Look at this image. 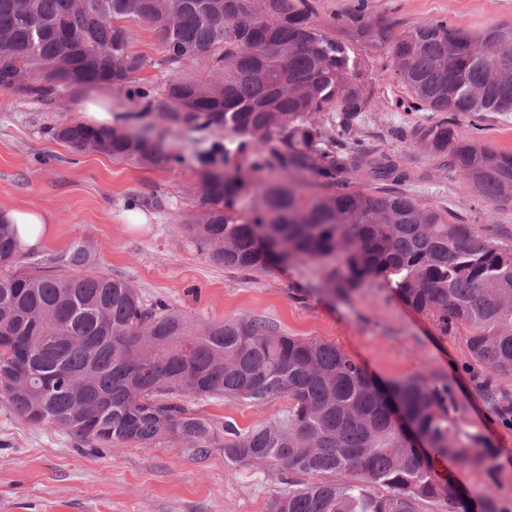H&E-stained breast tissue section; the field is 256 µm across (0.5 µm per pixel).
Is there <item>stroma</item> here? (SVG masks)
I'll list each match as a JSON object with an SVG mask.
<instances>
[{
  "label": "stroma",
  "instance_id": "obj_1",
  "mask_svg": "<svg viewBox=\"0 0 512 512\" xmlns=\"http://www.w3.org/2000/svg\"><path fill=\"white\" fill-rule=\"evenodd\" d=\"M371 16L399 33L444 18L481 32L512 25V0H370ZM130 50L145 66L131 83L116 87L57 88L39 97L0 89V211L36 208L49 214L52 235L42 259L71 244H94L97 269L130 279L148 302H162L206 323L247 316L290 336L336 345L380 379L419 376L452 384L459 421L499 448L498 479L512 500V428L501 424L484 397L482 368L473 364L462 335L441 334L432 319L414 312L374 285L347 303L326 294L316 271L304 264L264 274L225 268L199 252L183 231L199 208V175L192 155L198 133L171 125L146 109L142 85L161 96L169 75L150 26L130 23ZM385 52L369 57L374 89L371 110L356 130L360 143L396 156L417 174L413 193L423 202L491 226L512 243V204L490 205L461 189V175L395 129L423 120L400 106L405 93L392 79ZM102 97L122 128L181 153L182 166L164 169L77 155L52 136L53 127L82 119L80 106ZM288 407L286 397L265 402L211 400L214 422L246 429ZM278 467L234 466L222 452L200 457L185 448L79 443L68 434L25 422L0 394V512H272L283 485Z\"/></svg>",
  "mask_w": 512,
  "mask_h": 512
}]
</instances>
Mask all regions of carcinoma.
I'll list each match as a JSON object with an SVG mask.
<instances>
[{
  "label": "carcinoma",
  "mask_w": 512,
  "mask_h": 512,
  "mask_svg": "<svg viewBox=\"0 0 512 512\" xmlns=\"http://www.w3.org/2000/svg\"><path fill=\"white\" fill-rule=\"evenodd\" d=\"M128 20L148 24L172 72L203 58L209 78L177 76L151 107L174 124L224 133L197 150L202 209L184 224L200 250L264 274L310 264L328 295L348 302L378 285L444 335L461 331L502 423L512 398L493 376L512 373V245L427 204L392 156L355 142L370 111L367 54L384 50L412 112L435 118L402 134L462 173L488 204L512 203V151L455 131L512 114V27L474 34L444 19L397 35L369 0L326 23L308 0H0V87L46 96L58 86H124L143 68ZM36 75L42 86L17 80ZM325 118H320V115ZM54 137L78 154L171 167L155 141L81 123ZM362 172L356 183L351 171ZM0 219V390L26 422L98 446L214 450L239 465L272 463L285 488L273 512H512L502 501L498 449L458 420L448 382L383 381L333 344L288 336L249 317L195 325L148 305L129 279L94 270L77 243L46 274ZM284 396L288 409L247 429L220 425L195 402ZM479 471L477 496L454 489L435 462ZM471 504H466V501Z\"/></svg>",
  "instance_id": "carcinoma-1"
}]
</instances>
